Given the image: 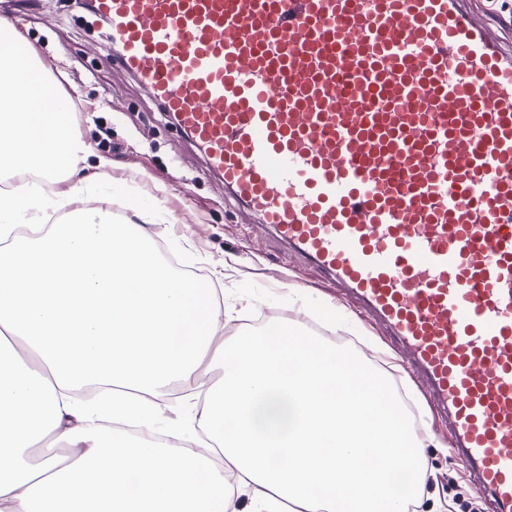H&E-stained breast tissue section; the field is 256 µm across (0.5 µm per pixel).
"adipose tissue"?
I'll use <instances>...</instances> for the list:
<instances>
[{"mask_svg": "<svg viewBox=\"0 0 512 512\" xmlns=\"http://www.w3.org/2000/svg\"><path fill=\"white\" fill-rule=\"evenodd\" d=\"M0 22V170L66 163L70 219L21 241L49 208L0 193V512H410L391 477L422 485L419 439L387 372L276 325L224 337V310L156 254L145 225L81 208L99 174L53 83L8 50ZM223 369L200 382L204 359ZM190 390L204 435L155 440L159 389Z\"/></svg>", "mask_w": 512, "mask_h": 512, "instance_id": "ef3b65f1", "label": "adipose tissue"}]
</instances>
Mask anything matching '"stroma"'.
Here are the masks:
<instances>
[{
  "label": "stroma",
  "mask_w": 512,
  "mask_h": 512,
  "mask_svg": "<svg viewBox=\"0 0 512 512\" xmlns=\"http://www.w3.org/2000/svg\"><path fill=\"white\" fill-rule=\"evenodd\" d=\"M472 10L497 39L512 45V0H472ZM22 34L31 56L55 79L58 95L73 110L72 124L88 147L87 163L106 162L108 182L85 198L84 208L110 210L117 224L139 223L140 213L158 215L149 225L153 239L188 266L202 270L205 286L217 290L224 307V333L248 335L246 320L258 313L304 329L308 305H332L337 323L322 331V341L342 343L349 352L381 366L390 345L366 327L359 340L340 325L350 314L322 274L279 246L270 231L224 196V185L205 175L204 162L135 78L113 60L101 25L92 23L74 0H0V19ZM109 129L110 147L98 144ZM393 380L418 411L420 437H432L426 454L430 471L418 512H489L454 452L447 427L438 425L417 382L396 371Z\"/></svg>",
  "instance_id": "1"
}]
</instances>
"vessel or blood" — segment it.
I'll list each match as a JSON object with an SVG mask.
<instances>
[{"label":"vessel or blood","instance_id":"vessel-or-blood-1","mask_svg":"<svg viewBox=\"0 0 512 512\" xmlns=\"http://www.w3.org/2000/svg\"><path fill=\"white\" fill-rule=\"evenodd\" d=\"M225 195L367 310L512 512V48L468 0H90Z\"/></svg>","mask_w":512,"mask_h":512}]
</instances>
